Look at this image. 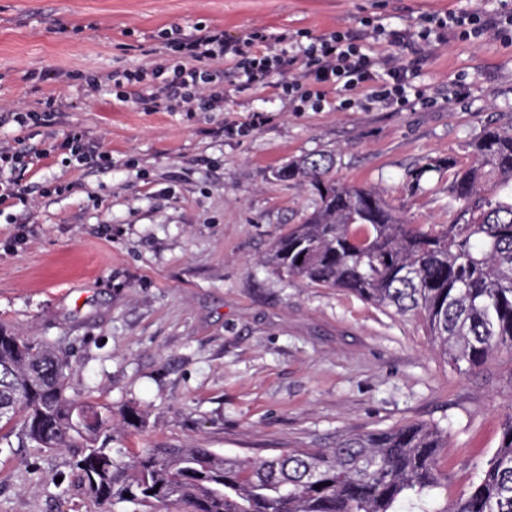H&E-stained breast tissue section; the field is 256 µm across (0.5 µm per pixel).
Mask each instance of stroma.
Here are the masks:
<instances>
[{
    "instance_id": "stroma-1",
    "label": "stroma",
    "mask_w": 512,
    "mask_h": 512,
    "mask_svg": "<svg viewBox=\"0 0 512 512\" xmlns=\"http://www.w3.org/2000/svg\"><path fill=\"white\" fill-rule=\"evenodd\" d=\"M460 12L512 13V0H0V110L48 114L0 126V147L32 158L22 199L0 203V326L65 354L70 395L111 408L113 445L128 452L271 457L424 424L448 434L449 497L469 492L512 407V352L458 373L419 322L265 259L319 203L311 185L275 177L304 156H331L336 182L381 191L408 223H447L445 160L470 164L485 128L512 127V43L486 33L397 49L429 108L297 112L279 91L239 88L224 64L221 110L147 111L138 86L110 79L171 76L160 34L172 29L316 37ZM255 115L246 134L227 132ZM71 132L95 160L71 162ZM127 406L143 429L124 427ZM78 458L0 439V512H129L89 499Z\"/></svg>"
}]
</instances>
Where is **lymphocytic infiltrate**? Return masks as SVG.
Here are the masks:
<instances>
[{
  "instance_id": "lymphocytic-infiltrate-1",
  "label": "lymphocytic infiltrate",
  "mask_w": 512,
  "mask_h": 512,
  "mask_svg": "<svg viewBox=\"0 0 512 512\" xmlns=\"http://www.w3.org/2000/svg\"><path fill=\"white\" fill-rule=\"evenodd\" d=\"M448 31L462 40L489 31L505 38L512 35V15H432L421 19L417 35L427 40ZM383 36L392 46L403 44L407 38L406 33H388L378 26L368 33L333 31L313 38L305 46L295 44L293 36L262 27L236 38L225 36L218 28L200 27L190 36L175 31L170 41L179 59L171 79L149 85L138 101L148 105L164 99L184 112L219 109L222 97L211 94L202 98L198 91L215 83L217 75L209 65L222 61L231 65L241 88L280 90L298 112L320 110L331 88L338 92L343 109L378 103L401 110L415 100L431 106V98L413 84L410 65L373 51L372 40ZM291 70L296 71V79L282 81V74Z\"/></svg>"
}]
</instances>
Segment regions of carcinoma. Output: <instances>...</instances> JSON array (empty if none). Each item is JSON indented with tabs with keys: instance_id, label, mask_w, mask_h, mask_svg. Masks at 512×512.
<instances>
[{
	"instance_id": "carcinoma-1",
	"label": "carcinoma",
	"mask_w": 512,
	"mask_h": 512,
	"mask_svg": "<svg viewBox=\"0 0 512 512\" xmlns=\"http://www.w3.org/2000/svg\"><path fill=\"white\" fill-rule=\"evenodd\" d=\"M473 160L448 161L453 204L440 228L408 224L375 190L329 178L332 159L307 156L283 181L309 182L320 205L273 246L268 263L289 277L339 288L422 323L459 373L512 351V129L490 128ZM71 362L0 327V431L21 443L65 448L75 439L87 492L101 504L163 512H512V411L469 493L444 507L425 498L448 489L438 427L403 425L342 437L333 448L270 458L227 457L209 448H146L128 455L102 438L112 411L67 394Z\"/></svg>"
}]
</instances>
